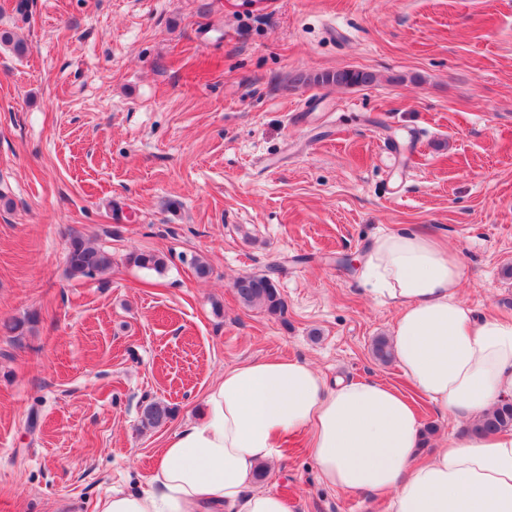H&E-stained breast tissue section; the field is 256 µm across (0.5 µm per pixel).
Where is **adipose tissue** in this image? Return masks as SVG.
<instances>
[{
	"label": "adipose tissue",
	"instance_id": "ef3b65f1",
	"mask_svg": "<svg viewBox=\"0 0 512 512\" xmlns=\"http://www.w3.org/2000/svg\"><path fill=\"white\" fill-rule=\"evenodd\" d=\"M361 281L397 309L396 363L441 414L470 423L512 399V319L461 302L463 268L440 239L376 236ZM298 431L328 486L388 496L390 512H512V431L447 438L424 460L421 423L402 393L377 380L330 390L311 364L288 358L225 370L198 417L166 440L148 490L112 493L97 512H293L253 482Z\"/></svg>",
	"mask_w": 512,
	"mask_h": 512
}]
</instances>
